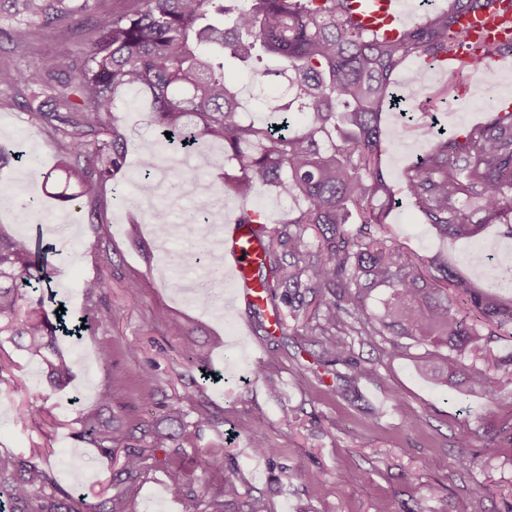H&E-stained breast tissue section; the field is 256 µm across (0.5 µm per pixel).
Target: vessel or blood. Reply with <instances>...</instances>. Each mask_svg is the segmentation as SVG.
I'll use <instances>...</instances> for the list:
<instances>
[{
	"label": "vessel or blood",
	"mask_w": 512,
	"mask_h": 512,
	"mask_svg": "<svg viewBox=\"0 0 512 512\" xmlns=\"http://www.w3.org/2000/svg\"><path fill=\"white\" fill-rule=\"evenodd\" d=\"M353 23L365 30L395 38L404 28L407 0H350ZM457 26L466 33L463 47L450 50L443 58L451 73L468 69L471 57L491 43L512 42V0H503L496 12L472 11L458 14ZM224 274L238 286L243 300L269 313V328H280L277 312L271 311L267 288L256 273L264 258V237L255 224H228L224 227Z\"/></svg>",
	"instance_id": "1"
}]
</instances>
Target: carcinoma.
Returning a JSON list of instances; mask_svg holds the SVG:
<instances>
[{"label":"carcinoma","mask_w":512,"mask_h":512,"mask_svg":"<svg viewBox=\"0 0 512 512\" xmlns=\"http://www.w3.org/2000/svg\"><path fill=\"white\" fill-rule=\"evenodd\" d=\"M95 0H0V20L32 21L50 34L71 29L94 13ZM502 0H454L446 11L428 16L395 42L366 32L348 17L347 0H145L132 13L96 18L92 49L69 82L55 84L66 44L56 56L35 63L25 82L44 98L37 118L69 141L53 172L65 176L87 194L121 171L131 152L139 153L140 169L150 176L157 167L153 152L142 151L117 125L121 92L143 93L150 100L148 118L171 142L194 148L198 140L224 144V191L246 195L257 185L301 200L288 217L271 220L260 210L239 214L240 224H271L262 267L276 274L290 298L299 293L333 299L322 303L317 319L332 332L326 352L341 360L348 345L337 325L347 315L360 325V336L389 333L394 350L409 337L423 345L445 347L446 357L425 373L437 383L460 379V385L492 398L504 382L512 383V352L492 357L494 371H463L461 359L491 353L494 334L482 326L512 327V302L502 304L475 291L468 279L446 265L423 271L419 260L377 237L383 223L375 202L388 197L382 166V112L391 106L393 75L408 59L427 61L463 41L455 11H496ZM512 52L495 45L475 59L472 70L486 68L491 58ZM267 56L277 67L255 73L263 84L270 77L286 82L282 96L264 100L265 110L280 124L243 119L241 91L224 80V59L249 64ZM173 173L195 187L197 209L188 219L207 213L216 196L211 183L186 169ZM405 189L423 219L440 235L471 238L481 225L470 223L460 199L479 203L490 223L512 212V112L496 113L472 129L464 142L439 141L432 152L406 174ZM360 225L348 229L353 212ZM321 239L315 251L300 250L308 227ZM294 243L296 261L284 267L274 246ZM46 249L25 237L0 236V335L37 358L48 378L61 383L72 372L70 359L56 347L68 328L58 309L46 310L42 299L23 309L32 282L49 284L53 270ZM375 288L386 290L376 313L365 298ZM149 438L148 448L194 446L188 428L175 435L158 429L129 427L96 416L85 421L78 437L111 459L113 493L96 503L75 497L58 483L53 469L31 459L0 453V512H132L128 489L144 472L145 450L129 445L133 432ZM199 485L183 468L170 472L172 484L189 503L188 512H268L265 502L245 496L231 475L215 477L210 464L199 461Z\"/></svg>","instance_id":"1"}]
</instances>
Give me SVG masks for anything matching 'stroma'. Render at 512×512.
<instances>
[{"label":"stroma","mask_w":512,"mask_h":512,"mask_svg":"<svg viewBox=\"0 0 512 512\" xmlns=\"http://www.w3.org/2000/svg\"><path fill=\"white\" fill-rule=\"evenodd\" d=\"M61 38L70 45L68 66L81 64L95 38L92 20L59 37L33 24L18 26L13 40H0V61L26 72L53 56ZM224 76L240 86L250 103L246 117L258 123L266 114L254 96L284 91L275 81L254 87L247 70L232 62ZM394 79L409 98V116L395 110L383 115V166L395 198L385 207L381 235L423 262L443 257L477 291H493L499 259L482 261L477 254L490 242L512 248L500 222L483 225L470 239L445 238L423 223L403 190L408 168L431 149L415 124L437 122L453 139L490 120L484 110L488 96L480 90L483 76L466 77L469 89L452 114L430 107L433 98L456 95L450 80L437 79L426 97L414 99L406 69ZM38 105L25 83L0 89V142L23 153L21 160L0 166V233L53 245L52 292L76 316L87 304L83 282L110 268L104 302L112 318L91 325L82 337L58 340L73 363L61 386L51 385L36 360L0 337L5 374L16 384L12 393L0 394L1 452H40L64 488L94 502L107 489L113 465L93 445L75 439L80 414L98 411L100 396L108 392L118 420L162 427L165 408L178 406L180 396L191 392L190 416L206 412L219 422L198 433L196 450L181 459L184 469L195 471L196 452L204 450L215 468L232 472L242 492L264 498L270 512H406L420 497L431 504L443 501L445 512H512V443L489 448L484 441L486 432L512 419V384L492 399L438 384L419 372L433 347L407 338L397 354L388 337L369 343L346 324L340 330L348 359L332 361L324 352L327 337L314 327L311 304L297 309L279 300L281 329L269 332L220 275L184 266L167 253L164 228L182 223L193 197L168 172L171 152L143 115L145 96H127L117 117L140 150L160 159L157 176L165 193L150 208L141 199L137 153L92 196L66 201L44 187L42 175L54 167L62 140L37 120ZM33 195L39 198L35 218L27 211ZM223 203L228 212L261 209L276 219L292 207L268 186L244 197L225 194ZM101 222L109 226L104 238L96 232ZM130 280L140 285L134 300L124 292ZM188 344L194 349L190 359L183 354ZM105 346L112 350L108 369L97 361ZM357 364L366 376L356 377ZM148 393L154 405H144ZM32 400L42 407V417L20 422L19 409ZM287 413L293 417L289 426L283 421ZM408 419L415 429L405 427ZM258 436L275 448L274 456L255 454ZM464 439L469 447H461ZM171 466L164 450L149 457L129 492L134 512H187L185 497L170 480ZM346 472L356 473V480L343 481Z\"/></svg>","instance_id":"stroma-1"}]
</instances>
